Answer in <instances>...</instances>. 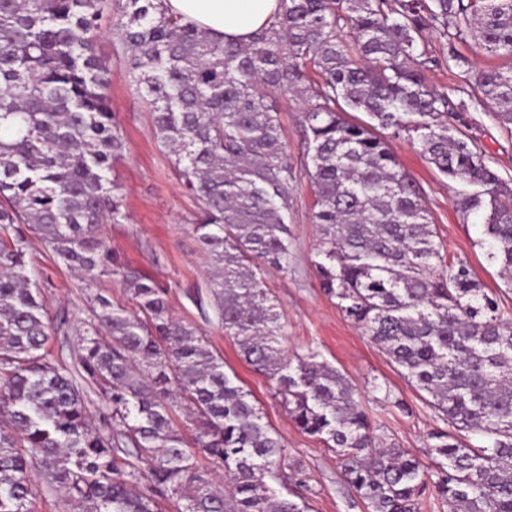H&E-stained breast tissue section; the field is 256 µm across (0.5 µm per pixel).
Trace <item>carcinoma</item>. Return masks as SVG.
Returning a JSON list of instances; mask_svg holds the SVG:
<instances>
[{"instance_id":"carcinoma-1","label":"carcinoma","mask_w":512,"mask_h":512,"mask_svg":"<svg viewBox=\"0 0 512 512\" xmlns=\"http://www.w3.org/2000/svg\"><path fill=\"white\" fill-rule=\"evenodd\" d=\"M159 2L0 0V512H33L42 487L80 512H159L165 499L177 512H308L275 488L283 442L238 378L98 233L127 218L111 178L125 142L96 56L106 13L156 141L199 203L224 334L295 425L336 453L369 512H421L427 494L450 512H512V322L465 262L438 267L432 213L390 146L407 134L461 186L457 210L480 217V245L511 289L512 186L462 127L479 106L512 125V0H280L247 44L214 40ZM433 31L464 76L471 62L456 44L469 39L507 63L484 68L477 96L450 108L426 75ZM283 94L302 98L320 286L450 427L430 434L431 467L374 434L359 394L317 350L282 346L261 272L292 257ZM32 235L83 276L121 277L134 302L95 296L78 380L44 352ZM182 403L193 451L174 418ZM459 431L487 442L466 445ZM199 454L224 471V490Z\"/></svg>"}]
</instances>
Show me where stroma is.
Segmentation results:
<instances>
[{
    "instance_id": "stroma-1",
    "label": "stroma",
    "mask_w": 512,
    "mask_h": 512,
    "mask_svg": "<svg viewBox=\"0 0 512 512\" xmlns=\"http://www.w3.org/2000/svg\"><path fill=\"white\" fill-rule=\"evenodd\" d=\"M443 44L438 33H431L426 74L432 84L447 90L449 99L456 101L460 98L457 86H466L471 92L476 86L464 84L458 69L448 66ZM97 56L110 72L112 109L126 140L125 155L115 162L113 176L122 187L127 218L121 224L100 225V236L125 265L165 288L172 314L200 328L212 351L222 357L225 371L237 375L264 422L280 434L287 460L301 461L304 472L289 475L288 487L306 499L309 512H367L345 482L335 453L301 432L274 397L270 378L249 365L235 340L225 335L208 288L209 261L194 231L198 204L185 191L171 157L154 138L149 107L129 83L122 51L116 48L110 27L102 29ZM301 108V100L286 95L279 114L289 161L298 174L290 211L293 254L287 270L268 268L263 273L264 286L275 300L284 325L282 344L291 353L318 350L357 390L378 436L426 459L428 436L441 427V420L397 366L344 316L319 285L313 265L318 231L311 222L314 195L304 172ZM465 133L481 146L498 174L512 182V130L503 126L491 109L484 108L470 113ZM390 144L424 189L448 263L467 261L487 288H502L498 267L489 262L479 245L482 228L477 218H462L456 209L455 183L440 175L407 137L391 139ZM26 261L35 272L55 325L46 349L56 364L75 368L81 344L80 321L87 317L92 298L101 293L113 304L128 308L133 302L116 277L107 273L81 276L38 239H31ZM398 399L406 402V409L395 407Z\"/></svg>"
}]
</instances>
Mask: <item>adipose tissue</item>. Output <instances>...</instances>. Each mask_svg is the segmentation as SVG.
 Instances as JSON below:
<instances>
[{"label":"adipose tissue","instance_id":"adipose-tissue-1","mask_svg":"<svg viewBox=\"0 0 512 512\" xmlns=\"http://www.w3.org/2000/svg\"><path fill=\"white\" fill-rule=\"evenodd\" d=\"M164 5L210 35L238 43L248 42L279 10V0H164Z\"/></svg>","mask_w":512,"mask_h":512}]
</instances>
